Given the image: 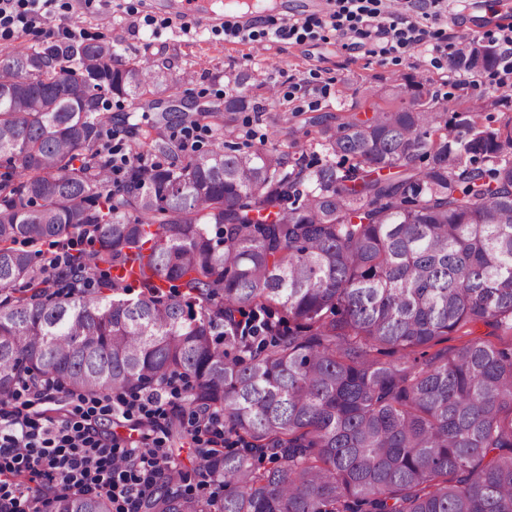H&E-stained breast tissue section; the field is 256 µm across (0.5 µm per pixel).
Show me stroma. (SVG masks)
<instances>
[{
    "label": "stroma",
    "mask_w": 512,
    "mask_h": 512,
    "mask_svg": "<svg viewBox=\"0 0 512 512\" xmlns=\"http://www.w3.org/2000/svg\"><path fill=\"white\" fill-rule=\"evenodd\" d=\"M67 15L50 18L47 26L63 31L79 23L86 39L111 42L125 59L149 57L161 69L163 84L140 99L111 97L107 104L115 140L130 145L123 118L135 113L142 122L160 119L170 103H177L187 121L197 124V150L211 149L215 137L254 150L270 143L282 149L318 150L319 128L314 118L366 119L392 106L390 89L406 78H422L426 88L448 97L451 109H473L491 97L501 106L489 113L498 127L512 120V87H498L487 75L460 84L448 68L449 43L477 36L488 43L498 35L489 16L512 0H448V10L430 24L429 48H417L401 58L370 53L350 40L323 30L301 42L272 35L238 41L224 36L223 27L198 26L176 21L152 0H71ZM250 74L236 85L237 74ZM278 86L275 103H267L266 82ZM243 93L251 111H223L225 96ZM186 121V122H187Z\"/></svg>",
    "instance_id": "stroma-1"
}]
</instances>
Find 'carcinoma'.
Segmentation results:
<instances>
[{
	"instance_id": "carcinoma-1",
	"label": "carcinoma",
	"mask_w": 512,
	"mask_h": 512,
	"mask_svg": "<svg viewBox=\"0 0 512 512\" xmlns=\"http://www.w3.org/2000/svg\"><path fill=\"white\" fill-rule=\"evenodd\" d=\"M500 62L476 42L448 67ZM158 84L155 64L101 41L0 54V398L27 375L76 391L193 379L187 408L224 410L236 445L196 458L224 496L164 476L140 512H512V347L427 356L480 324L512 333V125L450 113L411 80L391 89L408 104L321 125L350 164L314 168L275 144L180 160L135 122L138 147L170 162H134L114 186L104 101ZM46 242L66 264H36ZM134 263L128 299L112 271ZM277 312L290 326L270 341L231 335ZM49 512L112 507L69 493Z\"/></svg>"
}]
</instances>
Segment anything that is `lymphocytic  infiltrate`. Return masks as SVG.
<instances>
[{"instance_id":"lymphocytic-infiltrate-1","label":"lymphocytic infiltrate","mask_w":512,"mask_h":512,"mask_svg":"<svg viewBox=\"0 0 512 512\" xmlns=\"http://www.w3.org/2000/svg\"><path fill=\"white\" fill-rule=\"evenodd\" d=\"M328 20L306 17L277 27L275 36L298 42L330 25L338 35L372 42L388 55L423 46L425 23L438 18L444 0H333ZM67 0H0V39L40 29L68 10ZM183 392L176 378L138 392L76 393L57 402L49 381L26 378L0 400V512H40L48 496L80 489L108 498L112 512H135L162 474L179 473L169 453L166 423ZM123 418L130 438L116 437L107 423ZM200 454L224 446V415L209 410L188 422Z\"/></svg>"}]
</instances>
